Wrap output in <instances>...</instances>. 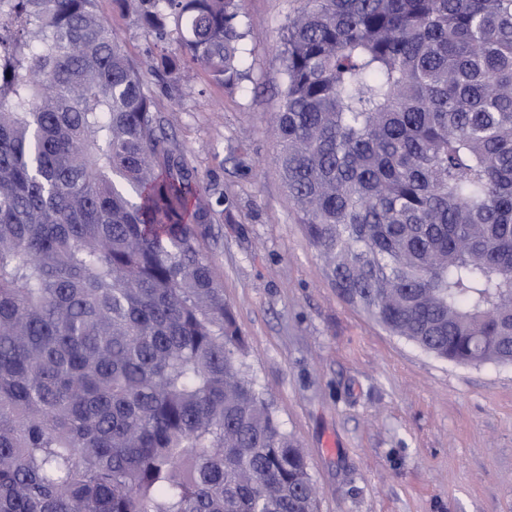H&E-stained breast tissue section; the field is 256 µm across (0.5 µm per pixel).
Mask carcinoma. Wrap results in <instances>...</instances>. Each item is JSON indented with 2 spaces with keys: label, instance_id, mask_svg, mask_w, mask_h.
Segmentation results:
<instances>
[{
  "label": "carcinoma",
  "instance_id": "1",
  "mask_svg": "<svg viewBox=\"0 0 512 512\" xmlns=\"http://www.w3.org/2000/svg\"><path fill=\"white\" fill-rule=\"evenodd\" d=\"M218 84L239 0H119ZM275 166L338 296L512 364V0H305ZM97 0H0V512H318Z\"/></svg>",
  "mask_w": 512,
  "mask_h": 512
}]
</instances>
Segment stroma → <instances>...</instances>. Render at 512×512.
Segmentation results:
<instances>
[{"mask_svg":"<svg viewBox=\"0 0 512 512\" xmlns=\"http://www.w3.org/2000/svg\"><path fill=\"white\" fill-rule=\"evenodd\" d=\"M301 0H240L244 76L187 64L117 0L101 16L212 207L201 244L247 343L248 372L298 440L319 512H512V365H463L390 335L328 281L273 163L278 44Z\"/></svg>","mask_w":512,"mask_h":512,"instance_id":"35a3bbf8","label":"stroma"}]
</instances>
